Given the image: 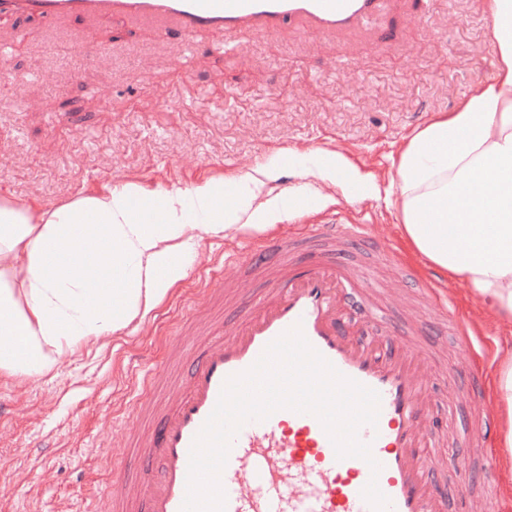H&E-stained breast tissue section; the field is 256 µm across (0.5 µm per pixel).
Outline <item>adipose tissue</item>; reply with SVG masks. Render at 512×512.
<instances>
[{
    "label": "adipose tissue",
    "mask_w": 512,
    "mask_h": 512,
    "mask_svg": "<svg viewBox=\"0 0 512 512\" xmlns=\"http://www.w3.org/2000/svg\"><path fill=\"white\" fill-rule=\"evenodd\" d=\"M496 66L404 144L391 185L403 233L443 276L512 322V0H484ZM130 183L52 207L0 199V370L35 375L76 345L125 327L183 278L178 245L239 220L224 187L164 192L151 218Z\"/></svg>",
    "instance_id": "obj_1"
}]
</instances>
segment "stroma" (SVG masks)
I'll return each instance as SVG.
<instances>
[{
	"label": "stroma",
	"mask_w": 512,
	"mask_h": 512,
	"mask_svg": "<svg viewBox=\"0 0 512 512\" xmlns=\"http://www.w3.org/2000/svg\"><path fill=\"white\" fill-rule=\"evenodd\" d=\"M96 42H87L88 32ZM21 90V111H0V197L53 205L77 192L131 182L190 191L210 179L237 184L231 204L292 192L294 205L270 224L239 222L194 241V259L146 314L77 347L50 372L0 371V512H88L111 489L113 428L132 415L143 370L179 350L176 322L218 272L233 304L214 303V327L252 313L268 285L227 265L245 246L292 238L310 224L365 220L391 243L385 256L354 244L340 261L366 265L343 304L357 341L414 357L428 383L443 447L482 425L512 324H476L470 288L413 256L386 195L393 160L434 114L452 111L496 63L482 0H394L374 32L339 38L296 24L251 29L232 39L201 32L180 41L119 14L67 19L0 13V45ZM342 153L360 173L325 182L304 170L317 154ZM267 169L253 188L250 177ZM435 280L439 294L420 285ZM465 321L476 348L458 346L450 319Z\"/></svg>",
	"instance_id": "1"
}]
</instances>
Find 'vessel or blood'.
<instances>
[{"instance_id":"b4317fda","label":"vessel or blood","mask_w":512,"mask_h":512,"mask_svg":"<svg viewBox=\"0 0 512 512\" xmlns=\"http://www.w3.org/2000/svg\"><path fill=\"white\" fill-rule=\"evenodd\" d=\"M387 0H0V7L49 16H97L120 13L134 24L176 34L193 44L206 30L237 36L246 28H272L283 22L330 33L369 27ZM367 237L365 222L310 226L307 242L315 246L310 268L289 267L292 242L274 248L281 260L269 277L270 297L229 333L188 327L185 346L148 369L139 405L158 416L123 422L119 444L142 471L156 480L137 484L117 478L96 512H181L187 492L192 443L213 412L225 381L249 369L265 347L294 326L343 376L380 396L376 427L358 431L381 469L372 473L358 457L337 458L319 420L289 409L268 419L247 421L235 436L220 481L225 512H371L362 496L376 480L388 498L387 512H444L431 476L440 462L426 427L431 407L424 380L411 358L382 355L359 344L343 329L342 296L352 291V268L336 259L337 244ZM208 345L197 349L200 336ZM446 464L458 485L469 487L472 469L466 457L449 456Z\"/></svg>"}]
</instances>
